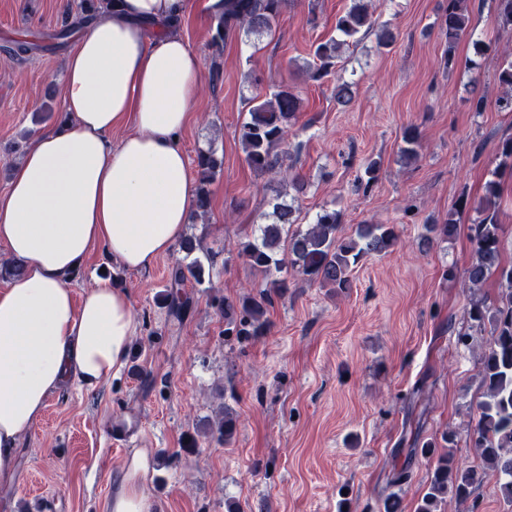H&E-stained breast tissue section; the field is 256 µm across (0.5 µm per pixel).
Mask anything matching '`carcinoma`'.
Here are the masks:
<instances>
[{
    "label": "carcinoma",
    "instance_id": "cac0c4a2",
    "mask_svg": "<svg viewBox=\"0 0 512 512\" xmlns=\"http://www.w3.org/2000/svg\"><path fill=\"white\" fill-rule=\"evenodd\" d=\"M286 2L288 0H219L212 6L216 22L211 40L214 78L218 79L222 74L221 54L227 36L232 32L248 36L272 32ZM375 10L373 0H351L348 9L336 21L340 38L330 37L315 45V66L308 72L309 77L320 80L331 74L341 48L349 39L374 31L379 46L388 48L393 45V31L377 23ZM468 27L467 0H448L441 25L446 63H452L455 48ZM505 56L507 59L497 72V80L505 89L498 107L512 112V53L507 52ZM251 102L248 118L241 123L238 133L248 167L258 175H268L288 184L298 194L303 192L304 183L291 173L288 152L277 151L279 145L286 143L301 111V100L294 87L286 83L274 84L268 93L255 95ZM402 142L400 159L418 160L421 148L418 127H405ZM196 168L194 218L202 219L211 208L209 186L222 174L223 162L213 149H200ZM504 169L512 172V138L502 142L499 163L485 182L481 197L472 200L464 194L439 222L424 225L426 241L446 242L456 237L464 212H475L476 218L468 227L472 257L463 271L464 286L470 290L478 289L495 277L499 289L492 302L473 300L466 309L472 325L480 327L488 323L492 327V341L478 364L484 400L479 405V417L470 435L478 463L463 466L455 460L451 450H438L441 442L454 444L455 432L451 429L442 434L441 442L428 441L421 448L412 449L411 454L420 453L434 463L417 512H436L438 503L448 495L463 504L490 476L496 479L501 498L512 504V264L503 261L502 224L498 217ZM270 204L272 211L267 214L268 222L256 225L252 237L237 246V256L267 275L269 281L265 289L255 294L246 293L235 300L224 299L226 336H257L266 330V314L273 303V295H281L288 289V278L279 276L284 270L289 268L321 288L346 295L352 288V272L359 263L387 253L398 239L395 226L390 224H360L355 235L342 237L339 235L342 212L327 206L316 213L307 228H297V208L283 199L279 189L275 190ZM180 249L184 256L172 268L167 293L163 295L170 312L177 316L190 305L189 297L181 291L182 286L189 280L197 285L205 282V266L197 256L203 251L201 240L185 237ZM235 429L233 417L226 413L217 425L209 428V432L227 443L233 438Z\"/></svg>",
    "mask_w": 512,
    "mask_h": 512
}]
</instances>
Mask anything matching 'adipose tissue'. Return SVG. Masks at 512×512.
<instances>
[{
    "label": "adipose tissue",
    "mask_w": 512,
    "mask_h": 512,
    "mask_svg": "<svg viewBox=\"0 0 512 512\" xmlns=\"http://www.w3.org/2000/svg\"><path fill=\"white\" fill-rule=\"evenodd\" d=\"M186 0H112L67 55L64 119L39 135L0 195V248L24 265L0 288V485L49 396L95 389L126 364L138 321L128 290L71 282L94 250L142 271L192 219L195 183L180 145L199 55L177 32ZM120 140H113L114 132ZM135 454L107 512H152Z\"/></svg>",
    "instance_id": "1"
}]
</instances>
